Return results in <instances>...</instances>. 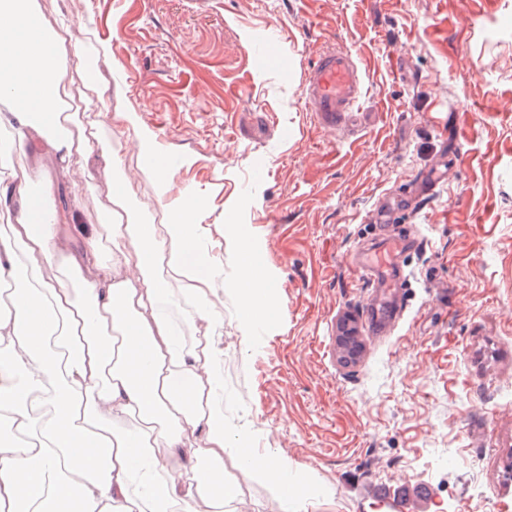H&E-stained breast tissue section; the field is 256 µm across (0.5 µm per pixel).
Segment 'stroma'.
Masks as SVG:
<instances>
[{"label":"stroma","instance_id":"stroma-1","mask_svg":"<svg viewBox=\"0 0 512 512\" xmlns=\"http://www.w3.org/2000/svg\"><path fill=\"white\" fill-rule=\"evenodd\" d=\"M64 42L59 90L94 143L50 196L90 230L132 178L125 209L169 214L141 177L123 115L171 158L169 195L199 196L224 271V412L231 435L278 454L306 512H375L376 486L426 485V512H512V0H34ZM278 54L258 64L254 30ZM369 58L359 111L319 127L301 99L317 53ZM100 55L95 79L79 56ZM263 163L256 179L255 163ZM439 184L401 214L403 318L365 330L383 289L354 269L380 237V200ZM249 244L271 302L241 327L233 287ZM362 343L345 363L334 328ZM224 468L234 507L281 512L260 477Z\"/></svg>","mask_w":512,"mask_h":512}]
</instances>
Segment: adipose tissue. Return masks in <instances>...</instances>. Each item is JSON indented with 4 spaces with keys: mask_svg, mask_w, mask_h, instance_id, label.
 I'll list each match as a JSON object with an SVG mask.
<instances>
[{
    "mask_svg": "<svg viewBox=\"0 0 512 512\" xmlns=\"http://www.w3.org/2000/svg\"><path fill=\"white\" fill-rule=\"evenodd\" d=\"M60 59L28 0H0V81L12 100L0 129L20 145L42 139L65 173L75 141L58 110ZM136 146L170 222L107 218L78 245L55 209L26 218L28 195L9 199L5 186L34 177L0 163V284L11 288L0 298V418L22 437L0 441V512H223L229 451L279 490L283 512H302L278 455L226 447L224 321L209 304L222 270L196 196L169 200L154 139L137 133Z\"/></svg>",
    "mask_w": 512,
    "mask_h": 512,
    "instance_id": "1",
    "label": "adipose tissue"
}]
</instances>
